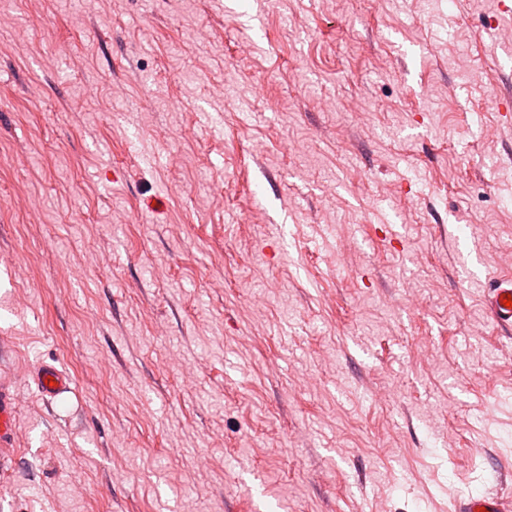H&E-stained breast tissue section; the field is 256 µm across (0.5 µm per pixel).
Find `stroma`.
I'll use <instances>...</instances> for the list:
<instances>
[{
    "mask_svg": "<svg viewBox=\"0 0 512 512\" xmlns=\"http://www.w3.org/2000/svg\"><path fill=\"white\" fill-rule=\"evenodd\" d=\"M507 29L498 0H0V512L512 500ZM487 306L491 317L500 325L512 327V307H506L504 300L511 296L512 300V276L494 277L487 283ZM32 377L38 392L47 400L70 392L72 389L71 378L50 363H40L35 368ZM50 382H55V385H50ZM17 435V418L14 395L8 388H0V466L7 468L13 457L9 455L13 449Z\"/></svg>",
    "mask_w": 512,
    "mask_h": 512,
    "instance_id": "1",
    "label": "stroma"
}]
</instances>
